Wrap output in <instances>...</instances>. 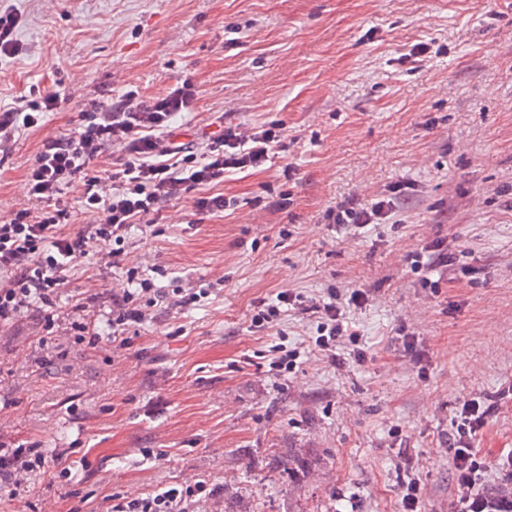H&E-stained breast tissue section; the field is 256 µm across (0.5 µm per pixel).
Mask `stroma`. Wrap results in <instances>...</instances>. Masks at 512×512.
<instances>
[{
	"instance_id": "stroma-1",
	"label": "stroma",
	"mask_w": 512,
	"mask_h": 512,
	"mask_svg": "<svg viewBox=\"0 0 512 512\" xmlns=\"http://www.w3.org/2000/svg\"><path fill=\"white\" fill-rule=\"evenodd\" d=\"M1 6L21 17L22 51L0 61V113L34 85L61 103L0 155V222L31 207L43 141L130 89L196 85L179 143L201 146L219 116L283 133L271 162L226 178L224 212L190 192L131 225L120 264L90 254L54 307L0 324V442L71 451L69 479L0 488V512H108L184 481L214 489L202 512H401L413 479L421 512H452L453 423L473 398L493 408L477 489L512 487V0ZM383 196L398 205L384 223L327 219ZM439 243L449 266L415 270ZM130 267L207 296L111 327ZM283 291L336 297L357 340L318 352L320 320L297 307L254 328ZM78 303L98 346L74 341ZM279 343L299 354L281 372Z\"/></svg>"
}]
</instances>
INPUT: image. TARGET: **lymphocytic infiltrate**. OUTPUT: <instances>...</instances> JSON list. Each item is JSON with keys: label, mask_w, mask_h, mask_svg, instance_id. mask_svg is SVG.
I'll use <instances>...</instances> for the list:
<instances>
[{"label": "lymphocytic infiltrate", "mask_w": 512, "mask_h": 512, "mask_svg": "<svg viewBox=\"0 0 512 512\" xmlns=\"http://www.w3.org/2000/svg\"><path fill=\"white\" fill-rule=\"evenodd\" d=\"M197 96L195 86L187 81L148 99L131 90L111 104L82 113L75 132L43 141L27 173L29 197L37 202V210H19L0 224L1 323L33 306L53 307L65 273L89 252L120 262L130 224L197 187L222 185L229 173L259 168L274 155L281 131L272 124L245 134L231 127L216 131L198 161L187 158L185 145L166 139L165 133L176 114L193 108ZM59 102V95L47 94L30 101L29 111L1 113L0 152L11 149L18 128L37 126ZM107 150L112 153L111 173L86 178L83 191L85 209L101 220L78 233L66 232L64 191L91 159ZM126 280L129 290L112 300L116 326L141 323L144 313L138 299L153 290L151 280L139 271L127 270ZM313 310L322 316L320 350L335 352L337 337L356 338L335 302L315 303ZM488 414V407L475 398L465 401L459 411L453 458L455 512L481 508L475 489L482 463L472 441ZM47 469L62 479L70 473L64 454L49 458L35 444H0L1 488L19 489L28 476ZM209 495L206 483L176 484L142 498L114 499L111 512H197L199 502Z\"/></svg>", "instance_id": "obj_1"}]
</instances>
